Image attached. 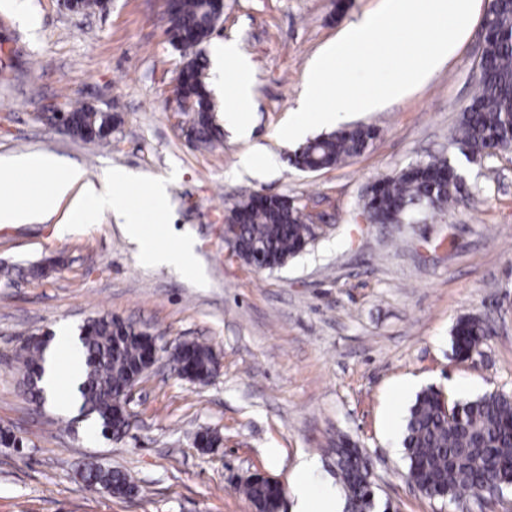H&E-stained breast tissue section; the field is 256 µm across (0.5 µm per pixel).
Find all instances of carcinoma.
I'll return each mask as SVG.
<instances>
[{
    "instance_id": "obj_1",
    "label": "carcinoma",
    "mask_w": 512,
    "mask_h": 512,
    "mask_svg": "<svg viewBox=\"0 0 512 512\" xmlns=\"http://www.w3.org/2000/svg\"><path fill=\"white\" fill-rule=\"evenodd\" d=\"M214 14L210 0H177L165 34L169 43L184 55L182 77L174 87L176 100H191L195 106L194 145L212 149L220 140L216 104L207 89L204 71L207 44ZM489 36L483 42L476 91L462 109L451 143L467 159L483 160L491 150L512 142V3L499 0L488 21ZM69 135L85 142L112 145L106 129L115 125L110 112L76 104L60 117ZM374 132L352 127L321 134L299 150L293 165L307 172L316 167L334 168L363 152ZM463 192V177L444 157L412 163L396 175L376 182L363 210L375 224H408L420 210L440 211L451 207ZM242 214L239 254L262 255L269 271L282 268L301 254L312 241L311 226L304 208L276 197L250 195L241 198L231 217ZM491 327L478 316L459 318L452 329V351L459 359L480 354ZM81 365L76 386L78 410L102 430L119 439L130 422L122 393L137 380L144 354L159 352L160 338L118 317L100 314L80 328ZM46 338L30 337L19 362L23 385L31 402L45 400L39 382L47 348ZM173 360L191 366L193 376L204 382L211 374L212 349L198 342H184ZM402 446L408 483L426 491L428 498L459 500L465 493L491 494L512 485V395L489 391L466 402L455 401L428 387L420 391L409 408ZM336 476L346 495L347 512H373L374 483L360 449L346 438L336 439ZM82 485H101L119 496L131 494L136 486L120 470L90 464L80 475ZM244 493L262 512H277L279 486L262 480L246 483Z\"/></svg>"
}]
</instances>
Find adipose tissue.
I'll use <instances>...</instances> for the list:
<instances>
[{"label": "adipose tissue", "instance_id": "obj_1", "mask_svg": "<svg viewBox=\"0 0 512 512\" xmlns=\"http://www.w3.org/2000/svg\"><path fill=\"white\" fill-rule=\"evenodd\" d=\"M217 62L235 67L239 79L224 100L228 120L241 134H248L252 125V84L248 63L235 45L223 44L216 48ZM38 171L48 181L47 188L36 203H29L30 186L24 175ZM0 172L11 176V191L0 194V224H28L53 216L62 202H69L74 221L81 224L97 223L100 214L111 212L121 225L125 236L135 244L145 262L173 266L200 276L190 243L181 242L173 247H162L145 229L149 218L163 214L168 205V189L164 181H152L145 197L144 208H133L123 190L133 183L134 177L124 170L112 171L101 182L87 180L84 171L77 166L61 167L52 155L15 156L0 159ZM295 498V512H342V501L335 487L323 483L314 459L298 463L291 482Z\"/></svg>", "mask_w": 512, "mask_h": 512}]
</instances>
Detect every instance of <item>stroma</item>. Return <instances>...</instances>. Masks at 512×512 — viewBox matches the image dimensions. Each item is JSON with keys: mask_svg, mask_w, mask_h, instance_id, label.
Masks as SVG:
<instances>
[{"mask_svg": "<svg viewBox=\"0 0 512 512\" xmlns=\"http://www.w3.org/2000/svg\"><path fill=\"white\" fill-rule=\"evenodd\" d=\"M378 0H224L211 44H234L250 64L255 112L250 138L224 130L207 151L190 145L173 112L183 58L165 36L162 0H112L76 13L60 0H27L41 18L30 31L0 9V157L52 154L97 182L124 169L140 200L169 182L172 221L163 244L195 243L203 281L143 263L110 213L80 228L65 211L33 224L0 226V427L23 445H0V512H253L241 482L261 472L288 486L298 462L315 458L336 484L331 442L345 435L367 459L378 503L390 512H512V488L465 507L423 497L406 479L401 444L408 408L432 386L468 400L512 394V154L468 161L449 141L478 80L480 27L448 63L403 100L346 117L375 136L360 156L318 173L295 169L298 145L278 135L295 113L309 62ZM116 115L111 147L86 143L48 123L43 104L71 100ZM261 169L242 165L255 146ZM444 154L466 193L422 224H368L363 197L375 181ZM279 194L305 207L315 240L276 271L233 259L219 232L241 196ZM46 264L44 276L28 267ZM108 312L175 345L212 347L221 368L208 383L179 377L167 358L133 389L126 435L88 432L75 412L36 409L15 355L34 334L64 331ZM493 328L476 360L451 350L464 315ZM395 428H388V416ZM221 437L197 448L194 433ZM91 462L128 472L133 497L83 490Z\"/></svg>", "mask_w": 512, "mask_h": 512, "instance_id": "obj_1", "label": "stroma"}]
</instances>
